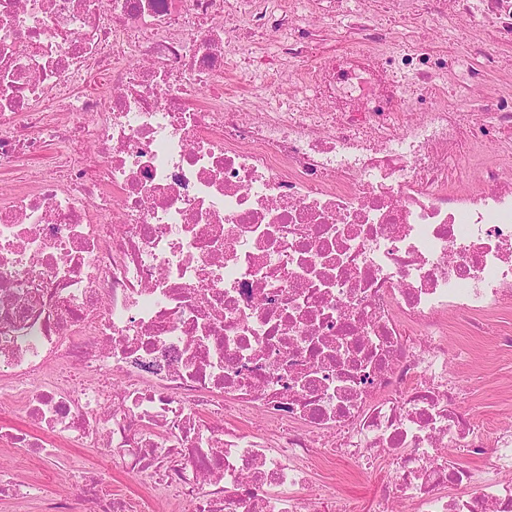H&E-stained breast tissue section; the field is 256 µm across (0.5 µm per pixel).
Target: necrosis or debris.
I'll return each mask as SVG.
<instances>
[{
	"label": "necrosis or debris",
	"mask_w": 512,
	"mask_h": 512,
	"mask_svg": "<svg viewBox=\"0 0 512 512\" xmlns=\"http://www.w3.org/2000/svg\"><path fill=\"white\" fill-rule=\"evenodd\" d=\"M312 2L0 0V399L32 423L0 438L105 442L185 512H305L316 466L349 462L390 470L377 512H512V423L448 408L449 314L512 307V170L487 156L512 92L492 126L450 111L458 57L380 38L465 15L476 86L512 0H377L306 72L347 15ZM270 36L287 107L226 105ZM464 152L478 186L449 190ZM346 24V21L344 22ZM344 24H339L336 31L330 36L323 37L320 50L316 56L309 58L306 65L308 68L317 66L320 62L321 56L327 54H343L345 52L355 49L358 45V38L360 37L355 30H350Z\"/></svg>",
	"instance_id": "obj_1"
}]
</instances>
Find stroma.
I'll list each match as a JSON object with an SVG mask.
<instances>
[{
    "mask_svg": "<svg viewBox=\"0 0 512 512\" xmlns=\"http://www.w3.org/2000/svg\"><path fill=\"white\" fill-rule=\"evenodd\" d=\"M385 34L392 50L410 48L416 38L429 39L434 46L467 57L474 66L482 59L470 52L471 27L466 18L460 17L446 26L432 29L404 27L388 19L384 22ZM499 71L489 72V86L497 84ZM488 86V88H489ZM488 88L468 85L464 77H456L450 88L448 105L463 112L486 113L490 110L491 95ZM512 329V309L495 316L491 328L473 335L458 330L448 338V372L454 377L458 390L455 404L470 416L497 423L512 420L504 403L512 391V353L501 350L495 331ZM60 464L57 468L24 454L0 442V467L32 487L31 496L24 498L0 497V512H44V498L66 493L67 476L74 468H96L110 493L144 494L150 501V512H178L174 503L150 493L141 477L126 470L119 458L106 455L101 448H58Z\"/></svg>",
    "mask_w": 512,
    "mask_h": 512,
    "instance_id": "35a3bbf8",
    "label": "stroma"
}]
</instances>
